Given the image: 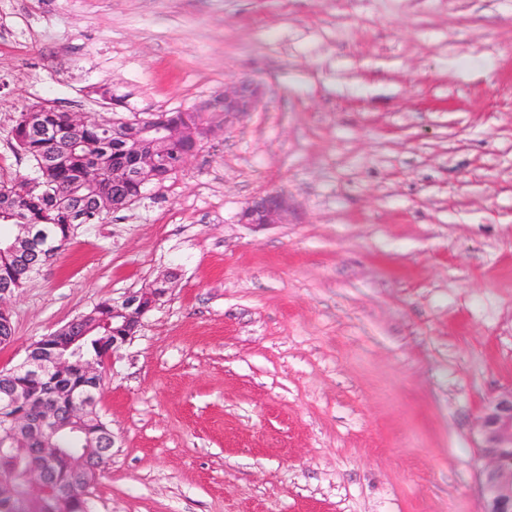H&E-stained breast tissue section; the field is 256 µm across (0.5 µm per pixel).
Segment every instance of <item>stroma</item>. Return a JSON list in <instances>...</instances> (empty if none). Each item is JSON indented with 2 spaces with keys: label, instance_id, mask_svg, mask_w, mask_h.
Segmentation results:
<instances>
[{
  "label": "stroma",
  "instance_id": "35a3bbf8",
  "mask_svg": "<svg viewBox=\"0 0 512 512\" xmlns=\"http://www.w3.org/2000/svg\"><path fill=\"white\" fill-rule=\"evenodd\" d=\"M255 112L5 303L0 371L97 303L171 291L112 361L95 512H483L512 390V0H0L8 131L45 102ZM286 190L295 218L241 224Z\"/></svg>",
  "mask_w": 512,
  "mask_h": 512
}]
</instances>
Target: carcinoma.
<instances>
[{
  "instance_id": "carcinoma-1",
  "label": "carcinoma",
  "mask_w": 512,
  "mask_h": 512,
  "mask_svg": "<svg viewBox=\"0 0 512 512\" xmlns=\"http://www.w3.org/2000/svg\"><path fill=\"white\" fill-rule=\"evenodd\" d=\"M168 119L172 135L166 149L183 141V130L196 124L194 112H162ZM9 137L26 159L33 189L22 195L14 190L19 176L0 181V226L13 232L0 236V272L14 275L21 289L38 274L49 260L84 226L76 219L70 200L75 196L98 199L112 206V170L123 166L125 155L116 150L119 138L112 136V124L89 117L78 129L69 124L68 113L61 110L38 112L28 116L20 111L11 126ZM99 166L100 179H87V170ZM86 328L80 344L85 359L105 363L103 341L112 335V300L98 303L91 311L77 317ZM88 430L74 433L61 423L51 430L62 459L56 481L69 486V494L61 498L17 500L0 512H93L88 487L92 477L88 466L103 457H110L112 430L97 415L88 411ZM26 465L21 450L0 451V481L15 483V493H22L18 476Z\"/></svg>"
}]
</instances>
